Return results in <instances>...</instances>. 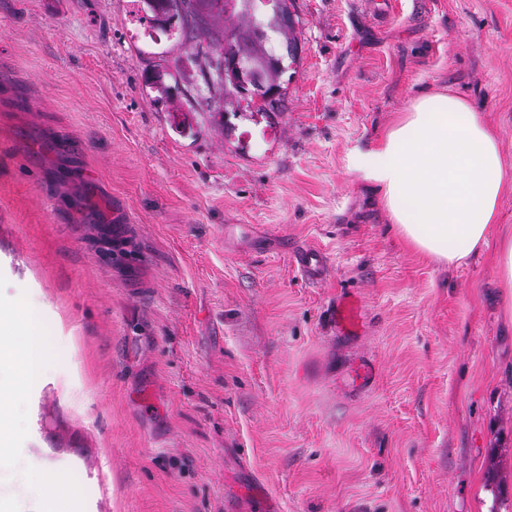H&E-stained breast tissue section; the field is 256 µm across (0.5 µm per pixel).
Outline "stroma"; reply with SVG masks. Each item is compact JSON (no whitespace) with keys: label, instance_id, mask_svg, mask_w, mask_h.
I'll return each instance as SVG.
<instances>
[{"label":"stroma","instance_id":"stroma-1","mask_svg":"<svg viewBox=\"0 0 512 512\" xmlns=\"http://www.w3.org/2000/svg\"><path fill=\"white\" fill-rule=\"evenodd\" d=\"M289 8L277 110L233 113L200 54L223 19L155 45L141 0H0V298L53 347L10 416L15 512L43 461L90 512H512L494 250L412 251L348 164L439 91L512 173V0Z\"/></svg>","mask_w":512,"mask_h":512}]
</instances>
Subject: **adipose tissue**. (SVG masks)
<instances>
[{
    "instance_id": "ef3b65f1",
    "label": "adipose tissue",
    "mask_w": 512,
    "mask_h": 512,
    "mask_svg": "<svg viewBox=\"0 0 512 512\" xmlns=\"http://www.w3.org/2000/svg\"><path fill=\"white\" fill-rule=\"evenodd\" d=\"M350 166L380 193L402 238L439 263L459 265L497 239L498 282L512 317V237L496 233L500 204L512 193V174L505 169L496 129L463 98L418 97L374 148L352 154ZM0 358L14 369L12 383L0 385L1 457L22 445L8 424L10 405L41 384L52 358L39 316L27 304L12 302L0 310ZM28 483L40 512H89L58 464H38Z\"/></svg>"
}]
</instances>
